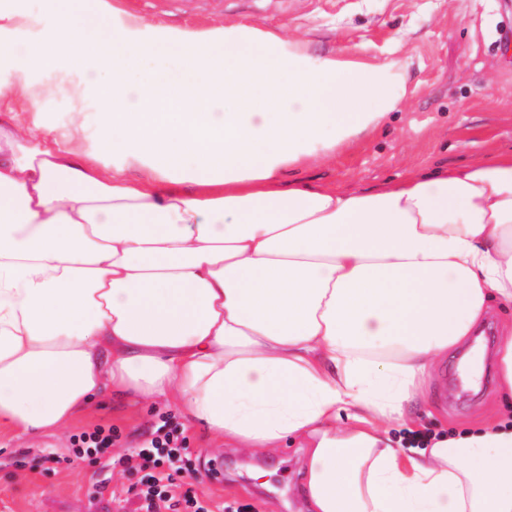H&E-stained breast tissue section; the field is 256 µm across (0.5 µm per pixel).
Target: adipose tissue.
Wrapping results in <instances>:
<instances>
[{
	"instance_id": "adipose-tissue-1",
	"label": "adipose tissue",
	"mask_w": 512,
	"mask_h": 512,
	"mask_svg": "<svg viewBox=\"0 0 512 512\" xmlns=\"http://www.w3.org/2000/svg\"><path fill=\"white\" fill-rule=\"evenodd\" d=\"M64 2L29 63L84 73L102 147L146 170L104 176L51 131L0 128V432L163 399L238 448L300 441L312 512H512L511 335L501 416L408 454L388 437L490 303L512 307V153L375 190L284 186L401 109L403 59ZM186 163L200 192L162 188Z\"/></svg>"
}]
</instances>
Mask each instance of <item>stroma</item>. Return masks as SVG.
I'll return each instance as SVG.
<instances>
[{
  "instance_id": "stroma-1",
  "label": "stroma",
  "mask_w": 512,
  "mask_h": 512,
  "mask_svg": "<svg viewBox=\"0 0 512 512\" xmlns=\"http://www.w3.org/2000/svg\"><path fill=\"white\" fill-rule=\"evenodd\" d=\"M0 7L38 18L36 30L0 36V81L24 76L42 91L37 108L19 102L0 106V127L22 123L75 135L82 162L110 170L114 159L97 142L101 101L72 96L77 74L36 70L26 58L27 42L57 21L53 0H0ZM130 9L168 33L242 24L270 33L299 31L316 55L347 45L369 62L407 59L408 95L401 111L343 152L285 169L283 181L359 191L411 169L512 151V48L500 44L512 29V7L505 0H131ZM463 354L451 350L409 404L423 434L455 431L499 409L494 363H487L474 389L458 373ZM165 420L184 430L196 450L185 481L199 500L246 505L250 512H307L303 452L296 444L269 454L227 448L188 427L181 412L162 400L135 409L105 403L63 436L1 433L0 512H137L133 490L139 473L114 469L111 494L96 495L95 467L74 457L71 437L108 425L117 436L109 455L130 454Z\"/></svg>"
}]
</instances>
